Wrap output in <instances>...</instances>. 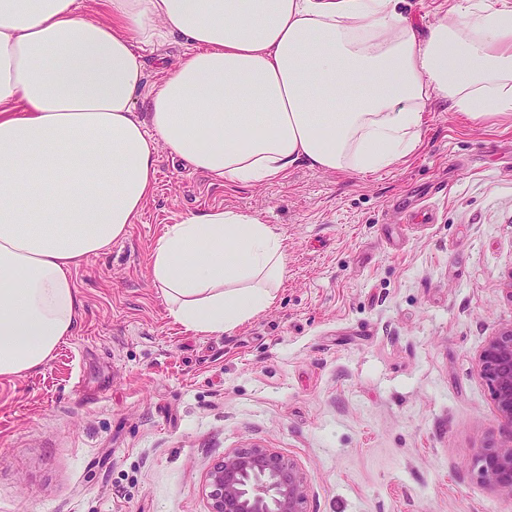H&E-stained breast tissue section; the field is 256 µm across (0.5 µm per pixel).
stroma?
<instances>
[{
	"label": "stroma",
	"mask_w": 512,
	"mask_h": 512,
	"mask_svg": "<svg viewBox=\"0 0 512 512\" xmlns=\"http://www.w3.org/2000/svg\"><path fill=\"white\" fill-rule=\"evenodd\" d=\"M127 237L75 273L77 333L0 382V512H210L208 471L260 445L307 512H512L477 476L512 441L477 356L512 324V124L435 102L421 147L375 174L292 168L221 185L160 150ZM284 239L273 306L182 331L152 283L164 225L215 208Z\"/></svg>",
	"instance_id": "obj_1"
}]
</instances>
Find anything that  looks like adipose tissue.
<instances>
[{"label":"adipose tissue","instance_id":"1","mask_svg":"<svg viewBox=\"0 0 512 512\" xmlns=\"http://www.w3.org/2000/svg\"><path fill=\"white\" fill-rule=\"evenodd\" d=\"M0 0V381L76 333L75 271L127 236L159 148L214 182L274 184L294 166L374 173L422 144L435 100L512 119V0L421 30L395 0ZM188 47L157 86L146 50ZM149 271L186 331L271 307L281 235L214 209L166 225Z\"/></svg>","mask_w":512,"mask_h":512}]
</instances>
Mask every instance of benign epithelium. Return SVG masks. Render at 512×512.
<instances>
[{
  "mask_svg": "<svg viewBox=\"0 0 512 512\" xmlns=\"http://www.w3.org/2000/svg\"><path fill=\"white\" fill-rule=\"evenodd\" d=\"M498 413L512 429V324L489 337L477 357ZM478 477L512 496V440L481 450ZM309 480L270 448L253 446L224 454L206 478L211 512H306Z\"/></svg>",
  "mask_w": 512,
  "mask_h": 512,
  "instance_id": "benign-epithelium-1",
  "label": "benign epithelium"
}]
</instances>
